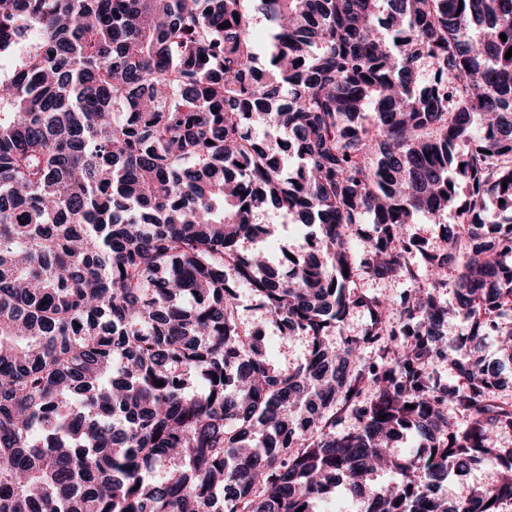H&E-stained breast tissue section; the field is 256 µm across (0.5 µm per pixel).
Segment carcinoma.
Here are the masks:
<instances>
[{
	"label": "carcinoma",
	"instance_id": "carcinoma-1",
	"mask_svg": "<svg viewBox=\"0 0 512 512\" xmlns=\"http://www.w3.org/2000/svg\"><path fill=\"white\" fill-rule=\"evenodd\" d=\"M510 48L512 0H0V512H320L338 487L363 512L511 502L492 444L512 435ZM460 194L423 280L407 225ZM490 199L508 216L486 241ZM269 209L318 228L283 277L241 246ZM241 282L309 339L305 364L268 360ZM450 314L473 347L448 344ZM405 432L418 454L392 452ZM490 455L482 488L439 495ZM383 460L400 480L375 489ZM356 282L359 288L369 290L379 295H386L389 298L398 297L401 293H403L406 289L409 288V285L403 281L378 282L369 279L365 275L356 279Z\"/></svg>",
	"mask_w": 512,
	"mask_h": 512
}]
</instances>
